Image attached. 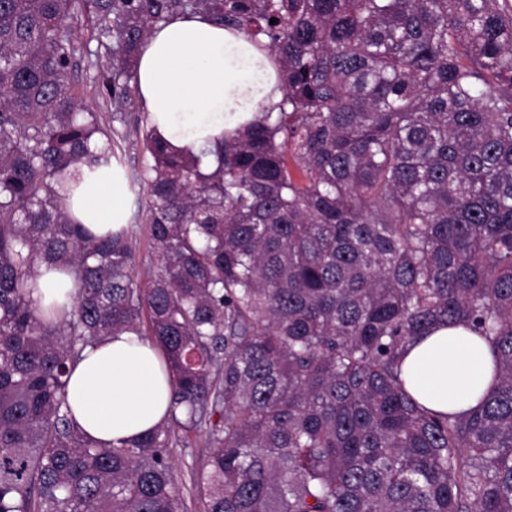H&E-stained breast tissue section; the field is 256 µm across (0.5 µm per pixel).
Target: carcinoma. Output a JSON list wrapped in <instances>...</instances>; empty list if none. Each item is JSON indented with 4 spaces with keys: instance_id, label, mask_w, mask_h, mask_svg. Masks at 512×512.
<instances>
[{
    "instance_id": "obj_1",
    "label": "carcinoma",
    "mask_w": 512,
    "mask_h": 512,
    "mask_svg": "<svg viewBox=\"0 0 512 512\" xmlns=\"http://www.w3.org/2000/svg\"><path fill=\"white\" fill-rule=\"evenodd\" d=\"M187 14L273 56L283 96L199 155L143 128L142 281L131 226L60 203L65 176L123 166L74 29L122 104L153 26ZM43 264L70 305L33 299ZM438 325L495 358L467 417L400 379ZM122 332L158 346L168 416L101 447L68 376ZM181 430L209 448L204 512H512V0H0V512H184ZM140 230L134 239L135 252H136V266L135 273L139 279L144 280V276L148 269L158 271L160 266L157 254L149 243L142 227L145 228L146 224H138Z\"/></svg>"
}]
</instances>
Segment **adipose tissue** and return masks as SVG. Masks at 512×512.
I'll return each instance as SVG.
<instances>
[{
    "label": "adipose tissue",
    "mask_w": 512,
    "mask_h": 512,
    "mask_svg": "<svg viewBox=\"0 0 512 512\" xmlns=\"http://www.w3.org/2000/svg\"><path fill=\"white\" fill-rule=\"evenodd\" d=\"M148 122L174 148L199 152L225 127L253 119L257 103H277L275 67L246 38L202 15H177L154 27L136 63ZM68 216L103 233L128 223L124 180L102 170L78 188L62 183ZM486 342L469 328L437 327L410 343L400 377L426 408L466 415L494 381ZM170 385L158 351L124 332L86 349L68 378L74 421L97 444L135 439L159 426Z\"/></svg>",
    "instance_id": "adipose-tissue-1"
}]
</instances>
